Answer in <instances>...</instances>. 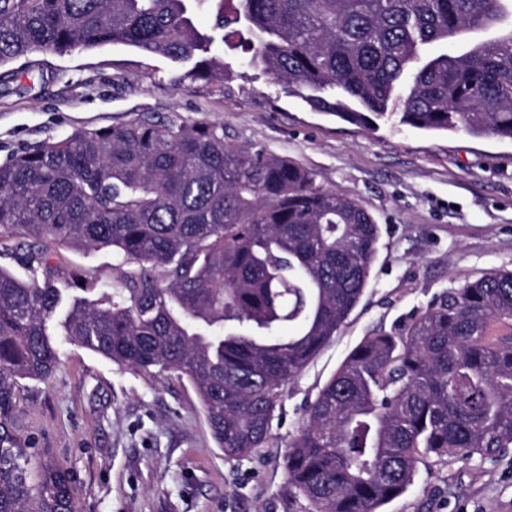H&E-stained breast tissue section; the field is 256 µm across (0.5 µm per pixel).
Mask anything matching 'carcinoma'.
I'll return each instance as SVG.
<instances>
[{
	"label": "carcinoma",
	"mask_w": 512,
	"mask_h": 512,
	"mask_svg": "<svg viewBox=\"0 0 512 512\" xmlns=\"http://www.w3.org/2000/svg\"><path fill=\"white\" fill-rule=\"evenodd\" d=\"M0 0V78L15 62L106 45L227 77L220 51L313 111L368 127L401 107L424 132L512 140L509 0ZM0 512H75L55 463L29 467L10 432L21 381L59 365L50 327L120 365L192 384L224 456L264 447L282 387L336 335L369 285L379 226L355 198L211 123L74 130L0 164ZM112 249V291L65 297L45 250ZM44 279H39V276ZM512 449V271L464 282L398 334L365 337L310 403L285 473L306 512H381L423 457L486 463Z\"/></svg>",
	"instance_id": "cac0c4a2"
}]
</instances>
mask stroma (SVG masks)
Returning <instances> with one entry per match:
<instances>
[{"label":"stroma","instance_id":"1","mask_svg":"<svg viewBox=\"0 0 512 512\" xmlns=\"http://www.w3.org/2000/svg\"><path fill=\"white\" fill-rule=\"evenodd\" d=\"M224 82L190 80L184 65L123 46L20 62L0 91V164L81 127L209 122L226 142L307 169L317 186L353 197L380 227L365 293L345 325L286 384L267 447L226 459L189 380L122 366L56 337L60 364L24 382L13 420L32 461L72 477L75 512H300L284 471L308 403L369 335L397 333L463 280L512 270V142L432 134L378 121L353 125L312 111L281 82L228 53ZM63 271L111 290L112 252L63 251ZM383 512H512V452L497 463L428 457Z\"/></svg>","mask_w":512,"mask_h":512}]
</instances>
